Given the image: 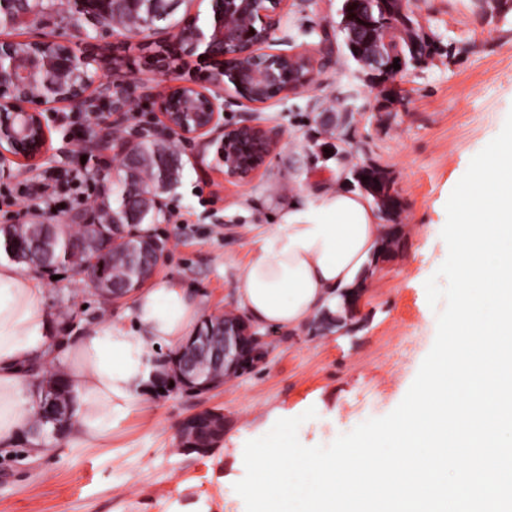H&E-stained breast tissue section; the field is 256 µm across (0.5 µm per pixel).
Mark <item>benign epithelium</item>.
<instances>
[{
  "instance_id": "obj_1",
  "label": "benign epithelium",
  "mask_w": 512,
  "mask_h": 512,
  "mask_svg": "<svg viewBox=\"0 0 512 512\" xmlns=\"http://www.w3.org/2000/svg\"><path fill=\"white\" fill-rule=\"evenodd\" d=\"M235 0H212V17L204 26L192 20L181 28L177 40L185 45V54H199L206 60L219 62L213 84L224 93H211L197 85L176 83L164 91L148 90L143 97L157 106L161 122L153 127V135L177 137L187 145L201 148L219 144L224 160V176L244 181L253 176L277 148L281 133L264 126L250 117L233 126L224 125L226 104L257 106L268 99L243 94L245 84L258 89L273 87L280 82L281 69L278 60L290 56L286 50L261 52L259 48L272 44L279 14L286 0H270L271 9L258 11L257 28L250 34L240 31L229 22ZM362 24L347 26L345 44L360 46L364 55L366 75L382 72L394 74L392 62L386 61L381 44L360 37ZM33 51L21 57H5L0 52V170L7 173L12 164L25 162L35 165L47 146L46 123L42 113L57 111L61 105H81L87 101L83 93L73 96L59 93L52 77L75 56V50L64 43L34 42ZM18 87L26 93L16 96ZM102 112H127L133 105L129 82L124 78L108 76L100 82L95 92ZM131 143L126 140L112 142V155L116 170L126 173L128 188L135 189L132 172L127 167ZM138 235L135 221L113 224L111 229L98 230L91 240L93 248L106 250L121 238ZM204 336H223L219 343L200 347L198 335L184 343L180 351L167 359L168 377L164 384L204 393L224 384V379L241 373L239 366L248 363L255 368L264 363L269 353L268 336L255 329L246 316L229 309L221 314L205 317ZM202 355L211 364L223 367L224 374L206 373L199 364ZM207 418L213 432L212 445L198 449L205 455L217 446L224 435V413L205 409L188 416L178 426L179 434L186 433L198 416Z\"/></svg>"
}]
</instances>
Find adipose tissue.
Masks as SVG:
<instances>
[{
	"label": "adipose tissue",
	"mask_w": 512,
	"mask_h": 512,
	"mask_svg": "<svg viewBox=\"0 0 512 512\" xmlns=\"http://www.w3.org/2000/svg\"><path fill=\"white\" fill-rule=\"evenodd\" d=\"M388 231L372 198L358 190L289 200L239 269L237 304L255 327L288 332L321 310L341 312L343 295L370 275ZM200 318L190 289L162 281L135 292L131 325L107 320L63 336L36 280L0 260V447L15 445L33 419L22 372L59 355L73 391L70 441L97 447L111 437L113 418L154 385L159 352L192 336Z\"/></svg>",
	"instance_id": "1"
}]
</instances>
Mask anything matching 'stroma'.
<instances>
[{
    "label": "stroma",
    "instance_id": "stroma-1",
    "mask_svg": "<svg viewBox=\"0 0 512 512\" xmlns=\"http://www.w3.org/2000/svg\"><path fill=\"white\" fill-rule=\"evenodd\" d=\"M341 0H288L275 34L277 47L319 57L332 42V64L316 73L312 88L257 109L259 121L282 139L248 183L225 180L215 148L181 150L178 184L149 225L170 244L154 281L196 289L203 314L236 306L237 274L257 239L276 224L291 199H314L335 189L342 172L367 160L389 170L405 208L398 224L401 246L379 263L368 282L360 315L339 319L323 312L309 330H273L267 361L206 393L152 390L130 412L114 418L112 436L98 448L51 440L43 457L25 444L0 454V512H245L234 485L245 475L247 441L281 418L315 408L297 432L306 446L330 445L339 435L393 411L431 350L437 312L424 283L447 257L441 237L445 205L469 162L512 113V9L498 16L476 11L470 0H420L416 14L442 46L428 67L408 71L397 100L387 86L368 87L345 55L336 27ZM46 40L71 45L95 78L121 71L131 85L160 88L176 82L209 85L211 66L195 57L174 58L149 35L96 32L87 19L54 14L20 27H0V40ZM358 92L374 99L376 113L348 126L353 153L319 159L335 141L324 102ZM107 125L93 142L74 145L58 117L48 120L45 155L34 166L12 165L0 190L32 180L51 167H86L82 187L59 181L64 204L56 222L88 213L103 179L98 159H111ZM41 298L57 321L83 332L104 320H129L131 302L91 292L80 275L62 268L60 279L37 273ZM215 408L224 413V436L205 456L180 451L179 422Z\"/></svg>",
    "mask_w": 512,
    "mask_h": 512
}]
</instances>
